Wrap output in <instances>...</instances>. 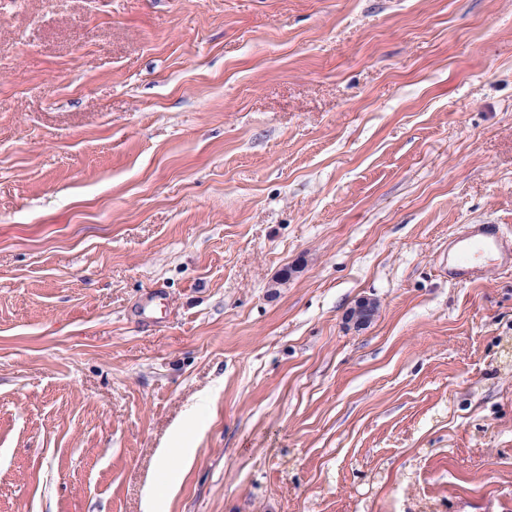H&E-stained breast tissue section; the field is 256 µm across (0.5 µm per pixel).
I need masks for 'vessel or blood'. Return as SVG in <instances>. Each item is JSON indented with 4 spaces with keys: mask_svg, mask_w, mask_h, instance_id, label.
I'll list each match as a JSON object with an SVG mask.
<instances>
[{
    "mask_svg": "<svg viewBox=\"0 0 512 512\" xmlns=\"http://www.w3.org/2000/svg\"><path fill=\"white\" fill-rule=\"evenodd\" d=\"M500 259L506 264L512 263V238L499 233L493 224H472L461 234L448 239V275L457 281H476L481 279L483 269L480 265L468 261L472 249Z\"/></svg>",
    "mask_w": 512,
    "mask_h": 512,
    "instance_id": "1",
    "label": "vessel or blood"
}]
</instances>
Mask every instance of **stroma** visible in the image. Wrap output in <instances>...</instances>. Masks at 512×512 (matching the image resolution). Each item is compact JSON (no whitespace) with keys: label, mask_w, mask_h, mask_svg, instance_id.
Instances as JSON below:
<instances>
[{"label":"stroma","mask_w":512,"mask_h":512,"mask_svg":"<svg viewBox=\"0 0 512 512\" xmlns=\"http://www.w3.org/2000/svg\"><path fill=\"white\" fill-rule=\"evenodd\" d=\"M470 224L512 0H0V512H512ZM477 247L483 253L512 263V238L499 233L495 224H470L462 234L448 238V277L457 281H477L483 268L466 259Z\"/></svg>","instance_id":"35a3bbf8"}]
</instances>
